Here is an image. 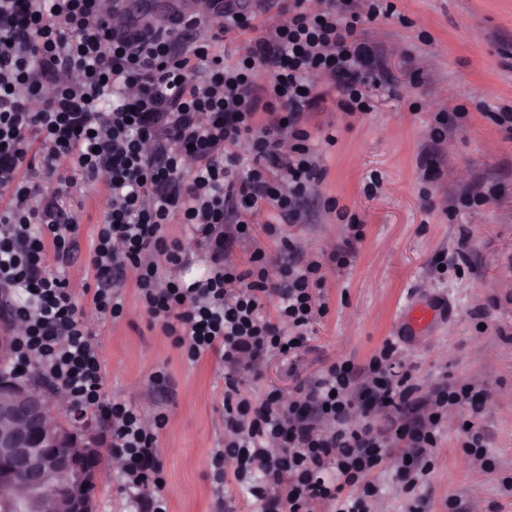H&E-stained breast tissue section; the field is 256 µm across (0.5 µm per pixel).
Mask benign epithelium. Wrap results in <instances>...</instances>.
<instances>
[{"instance_id":"7a95c632","label":"benign epithelium","mask_w":512,"mask_h":512,"mask_svg":"<svg viewBox=\"0 0 512 512\" xmlns=\"http://www.w3.org/2000/svg\"><path fill=\"white\" fill-rule=\"evenodd\" d=\"M0 512H40L54 480L68 478L57 499L58 512H95L101 449L90 434L80 435L61 419L41 387L0 379ZM75 444L76 455L56 451Z\"/></svg>"}]
</instances>
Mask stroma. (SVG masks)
<instances>
[{"label":"stroma","instance_id":"obj_1","mask_svg":"<svg viewBox=\"0 0 512 512\" xmlns=\"http://www.w3.org/2000/svg\"><path fill=\"white\" fill-rule=\"evenodd\" d=\"M393 16L371 23L368 39L378 56L369 114H349L328 91L311 130L331 134L320 144L326 175L306 203L307 217L290 227L303 258L343 247L346 226L325 208L336 200L363 226L364 238L348 268L327 267L322 294L326 315L316 317L293 358L270 360L261 378L245 375L240 387L258 396L288 392L337 360L366 362L403 327L401 311L440 300L434 326L401 344L416 365L423 389L442 377L469 380L485 393L481 419L492 472L480 470L461 446L457 413L448 423L430 479L432 512L448 496L463 497L469 512H512L500 479L512 476V140L492 112L512 106V0H393ZM463 106L467 115L435 151H428L434 113ZM505 184L499 200L451 218V196L477 181ZM105 200V181L86 186L77 209L78 247L65 272L72 288L92 280L90 246ZM471 233L470 274L432 276L431 267L454 254ZM124 315L112 321L85 305L105 370V395L134 404L144 414L164 411L158 455L167 479L169 512H217L209 461L224 442L225 369L216 355L188 363L137 297L133 273L121 282ZM490 312L487 330L472 313ZM169 376L149 384L151 373ZM110 451H103L95 490L96 512H121L124 496Z\"/></svg>","mask_w":512,"mask_h":512}]
</instances>
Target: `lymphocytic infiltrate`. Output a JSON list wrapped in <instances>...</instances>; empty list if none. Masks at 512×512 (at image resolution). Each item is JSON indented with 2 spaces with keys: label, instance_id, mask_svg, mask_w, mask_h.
<instances>
[{
  "label": "lymphocytic infiltrate",
  "instance_id": "lymphocytic-infiltrate-1",
  "mask_svg": "<svg viewBox=\"0 0 512 512\" xmlns=\"http://www.w3.org/2000/svg\"><path fill=\"white\" fill-rule=\"evenodd\" d=\"M283 0L268 25L223 11L130 28L112 0H0V308L11 323L9 371L64 391L72 409L108 423L127 512H168L156 454L168 417L146 426L140 412L107 399L105 375L77 295L60 269L78 246V221L61 195L106 173V208L90 257L94 308L119 320V281L133 273L148 316L191 363L218 354L233 376L260 377L290 357L324 315L326 264L350 265L353 248L327 259L296 258L283 227L324 171L305 115L329 81L341 107L370 109L375 57L365 24L392 16L389 0ZM240 41L235 60L219 42ZM248 146V158L238 149ZM192 169H185L184 160ZM293 255L277 263L254 244V224ZM182 225L205 250L203 273L187 263L169 227ZM252 242L246 264L234 252ZM458 411L465 451L494 471L480 426L481 393L471 382L422 392L414 366L385 340L362 364L337 361L292 395L276 388L224 390V445L210 456L219 507L231 482L250 486L254 512H373L389 457L406 512H430L427 493L444 421Z\"/></svg>",
  "mask_w": 512,
  "mask_h": 512
}]
</instances>
